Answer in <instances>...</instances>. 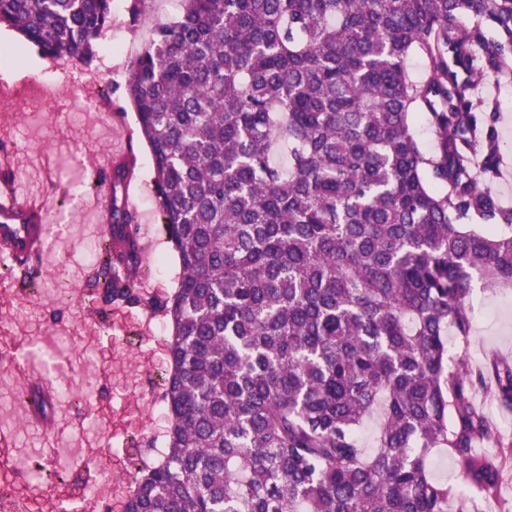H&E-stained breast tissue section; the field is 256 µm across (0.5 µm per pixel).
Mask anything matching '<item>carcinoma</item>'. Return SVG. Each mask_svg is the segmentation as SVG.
<instances>
[{
  "instance_id": "cac0c4a2",
  "label": "carcinoma",
  "mask_w": 512,
  "mask_h": 512,
  "mask_svg": "<svg viewBox=\"0 0 512 512\" xmlns=\"http://www.w3.org/2000/svg\"><path fill=\"white\" fill-rule=\"evenodd\" d=\"M2 25L86 62L112 0H0ZM488 75L512 78V0H182L155 23L126 94L183 276L167 452L124 512H448L434 450L499 494L512 437L473 395L512 410V363L472 372L445 337L468 345L475 278L512 285Z\"/></svg>"
}]
</instances>
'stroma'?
I'll list each match as a JSON object with an SVG mask.
<instances>
[{"instance_id": "1", "label": "stroma", "mask_w": 512, "mask_h": 512, "mask_svg": "<svg viewBox=\"0 0 512 512\" xmlns=\"http://www.w3.org/2000/svg\"><path fill=\"white\" fill-rule=\"evenodd\" d=\"M171 16L167 0H112V27L87 63L43 57L15 30L0 28V82L12 87L9 100L0 101V131L10 141L23 188L45 196L52 228L37 296L0 311V357L31 355L39 370L48 361H66L69 389L58 398L79 418L61 437L19 424L13 418L17 391L0 387V424L13 433L9 451L26 463L16 484L30 491L42 484L44 449L60 438L73 445L98 443L114 429L137 439L145 450L142 457L110 450L101 455L103 480L119 489L128 487L144 465L161 461L167 448L163 391L171 323L162 306L176 291L182 267L158 208L151 153L126 82L154 24ZM107 70L112 73L108 85L101 80ZM112 110L117 120L109 119ZM116 136L134 148L133 178L125 194L148 249L141 276L132 284L139 301L102 310L90 295L71 294L70 287L92 277L100 265L87 256L97 229L84 202ZM469 304L470 342L460 353L467 366L512 359V287L490 290L474 282ZM42 336L52 337L50 347L38 348ZM99 369L110 379L112 398L96 394Z\"/></svg>"}]
</instances>
